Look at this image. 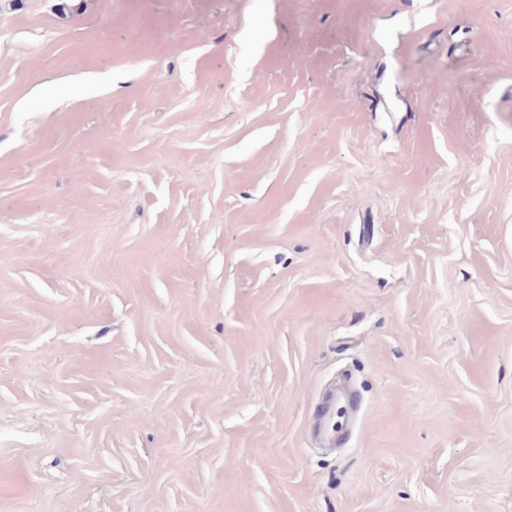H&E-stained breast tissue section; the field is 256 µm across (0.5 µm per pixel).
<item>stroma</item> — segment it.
I'll return each instance as SVG.
<instances>
[{
  "mask_svg": "<svg viewBox=\"0 0 512 512\" xmlns=\"http://www.w3.org/2000/svg\"><path fill=\"white\" fill-rule=\"evenodd\" d=\"M0 512H512V0H0Z\"/></svg>",
  "mask_w": 512,
  "mask_h": 512,
  "instance_id": "stroma-1",
  "label": "stroma"
}]
</instances>
